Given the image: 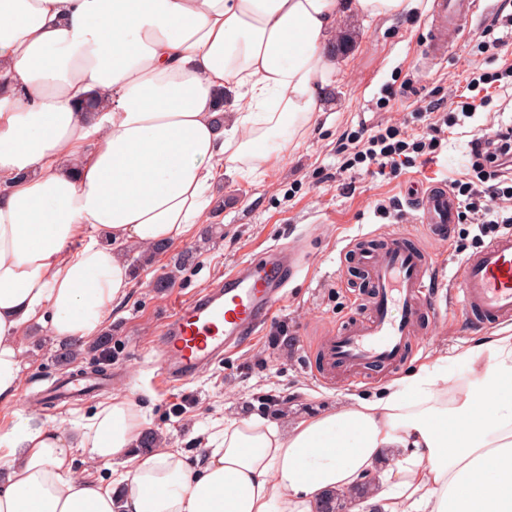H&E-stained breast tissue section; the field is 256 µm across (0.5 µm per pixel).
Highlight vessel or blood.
<instances>
[{"label":"vessel or blood","mask_w":512,"mask_h":512,"mask_svg":"<svg viewBox=\"0 0 512 512\" xmlns=\"http://www.w3.org/2000/svg\"><path fill=\"white\" fill-rule=\"evenodd\" d=\"M478 9L479 0H435L425 38L432 63L445 60L449 48L460 47L461 34ZM410 199L429 236L447 241L459 212L447 180L427 183ZM384 241L381 248L355 252L368 281V314L341 324L323 340L321 373L352 376L370 367H401L412 340L439 318L443 287L447 307L458 313L464 330L512 323V227L500 229L465 256L449 279L440 274L431 251L410 245L407 233H389ZM295 272L289 252L270 248L225 274L213 288L176 305L158 338L157 379L183 386L225 351L243 347L272 317Z\"/></svg>","instance_id":"vessel-or-blood-1"}]
</instances>
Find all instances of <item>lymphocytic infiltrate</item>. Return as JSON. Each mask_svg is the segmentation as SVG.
I'll use <instances>...</instances> for the list:
<instances>
[{"label": "lymphocytic infiltrate", "instance_id": "obj_1", "mask_svg": "<svg viewBox=\"0 0 512 512\" xmlns=\"http://www.w3.org/2000/svg\"><path fill=\"white\" fill-rule=\"evenodd\" d=\"M512 28V13L493 14L485 23L479 43L496 62L493 70L474 72L466 93L454 92L441 97L429 92L416 111L425 119L422 133L408 135L395 125L378 128L371 135L357 131L348 134V146L342 147L343 169L361 165L377 174H399L414 166L416 160L435 154L442 147L450 130L461 118L472 117L473 111L488 106L489 88L512 82V64L498 65V48L506 45L499 28ZM470 163L466 179L452 181L449 189L460 197L466 221L475 224L480 235L487 236L512 227V125L501 123L473 134L468 143Z\"/></svg>", "mask_w": 512, "mask_h": 512}]
</instances>
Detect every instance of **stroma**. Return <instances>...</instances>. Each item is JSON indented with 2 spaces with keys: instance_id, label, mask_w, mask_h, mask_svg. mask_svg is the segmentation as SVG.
<instances>
[{
  "instance_id": "stroma-1",
  "label": "stroma",
  "mask_w": 512,
  "mask_h": 512,
  "mask_svg": "<svg viewBox=\"0 0 512 512\" xmlns=\"http://www.w3.org/2000/svg\"><path fill=\"white\" fill-rule=\"evenodd\" d=\"M498 0H488L468 27L462 49H452L439 65L428 64L423 34L433 0H416L398 17L367 18L355 13L336 22L337 38H349L347 51L336 53V66L322 110L303 131L285 163L251 177H222L224 200L210 221L198 225L186 241L166 252L137 256L129 294L116 306L102 332L108 335L112 359L105 371L110 385L78 405L61 410L39 406L46 390L63 378L93 370V355L63 362L65 345L41 326L29 327L21 338L19 402L0 406V432L29 423L80 431L85 420L112 397L127 398L142 415L144 430L161 433L166 445L204 454V443L215 425L249 414L271 415L280 424L322 413L347 403L349 396L368 397L393 379L388 370L368 368L356 377L325 384L313 374L320 363L319 341L336 325L363 318L360 298L367 289L363 270L346 247L359 242L375 248L383 234L406 231L423 238L424 230L410 207V182L434 177L454 180L466 172L470 133L495 122H512V110L478 109L463 126L455 127L433 159L404 169L396 177L342 171L337 149L348 133L395 123L407 133L421 132L416 103L433 88L442 93L463 89L472 68L484 67L474 37ZM395 99H387V90ZM399 205V216L381 218L378 206ZM303 237L309 260L288 285V298L259 336L244 347L215 360L179 395H169L153 378L158 358L156 338L169 311L181 300L212 288L219 276L238 263L261 255L271 246ZM476 226L455 224L445 245L435 246V261L451 278L462 259L481 246ZM193 259L175 268L182 251ZM172 276L170 287L157 282ZM455 313L431 324L407 351V364L447 358L448 370L464 376L456 347L470 342Z\"/></svg>"
}]
</instances>
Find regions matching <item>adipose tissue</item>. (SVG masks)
I'll return each mask as SVG.
<instances>
[{"label":"adipose tissue","instance_id":"adipose-tissue-1","mask_svg":"<svg viewBox=\"0 0 512 512\" xmlns=\"http://www.w3.org/2000/svg\"><path fill=\"white\" fill-rule=\"evenodd\" d=\"M408 0H0V403L34 323L84 344L132 283L130 250L188 239L221 177L283 164L333 76L346 12ZM293 421L252 414L205 458L137 452L116 397L84 432L0 433V512H512V334ZM111 468L87 478L74 466Z\"/></svg>","mask_w":512,"mask_h":512}]
</instances>
